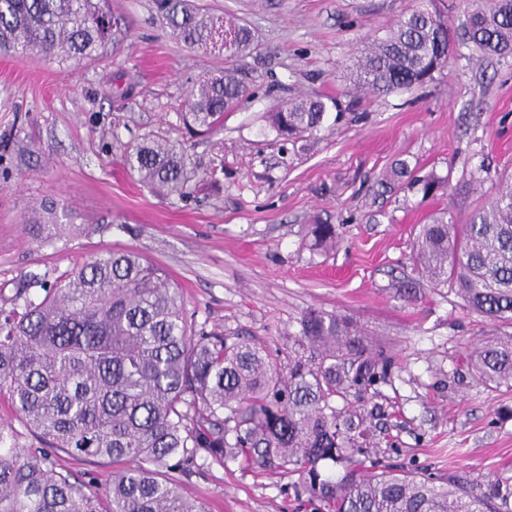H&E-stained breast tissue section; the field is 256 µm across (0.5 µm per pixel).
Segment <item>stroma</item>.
Segmentation results:
<instances>
[{
	"mask_svg": "<svg viewBox=\"0 0 512 512\" xmlns=\"http://www.w3.org/2000/svg\"><path fill=\"white\" fill-rule=\"evenodd\" d=\"M255 35L229 59L175 39L154 0H112L125 20L117 53L69 69L0 55V308L31 275L55 279L106 251L134 249L169 273L207 329L264 344L278 365L301 341L311 309L349 319L395 362L357 408L374 414L372 459L474 482L512 477V389L473 381L465 357L481 338L512 331L468 311L419 273L414 242L432 214L455 223L488 204L512 173V55L483 56L465 39L470 5L437 0L452 50L433 81L376 98L351 92L345 66L384 34L408 0H199ZM234 69L252 96L205 135L183 120L192 86ZM298 98L324 101L314 134L290 144L268 115ZM175 142L203 178L193 198L154 195L122 154L147 135ZM483 181L473 174L479 164ZM446 180L424 196L399 167ZM66 209L73 229L50 244L24 229L34 211ZM335 225L316 250L309 224ZM91 493L106 459L49 453ZM294 474L228 460L192 470L184 489L207 512H313Z\"/></svg>",
	"mask_w": 512,
	"mask_h": 512,
	"instance_id": "stroma-1",
	"label": "stroma"
}]
</instances>
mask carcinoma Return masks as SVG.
Instances as JSON below:
<instances>
[{
    "instance_id": "cac0c4a2",
    "label": "carcinoma",
    "mask_w": 512,
    "mask_h": 512,
    "mask_svg": "<svg viewBox=\"0 0 512 512\" xmlns=\"http://www.w3.org/2000/svg\"><path fill=\"white\" fill-rule=\"evenodd\" d=\"M420 0L349 68L355 86L386 97L434 78L448 59V26ZM466 40L484 54H512V0H472ZM173 35L191 49L217 51L215 34L236 33L231 56L252 48L247 26L208 16L193 0H156ZM121 29L109 0H0V52L48 57L68 67L117 49ZM248 96L229 70L199 82L185 123L215 129ZM326 105L298 99L269 116L292 141L321 126ZM124 166L165 196L186 200L197 171L183 150L148 138L127 148ZM25 229L41 243L67 231L56 209ZM317 249L336 246L332 224L309 228ZM416 259L436 286H451L469 311L512 324V185L468 224L447 209L422 225ZM0 309V394L44 448L75 459L112 461L104 483L109 512H205L181 492L193 468L240 459L295 473L314 512H512V480L467 483L417 469L366 462L369 428L350 397L390 378L392 360L371 351L346 319L311 309L301 320L309 357L288 371L265 347L209 332L188 316L178 287L133 249L106 251ZM473 378L512 388V333L478 343ZM344 403L336 407L337 401ZM0 429V512H92L84 486L46 458L6 446Z\"/></svg>"
}]
</instances>
